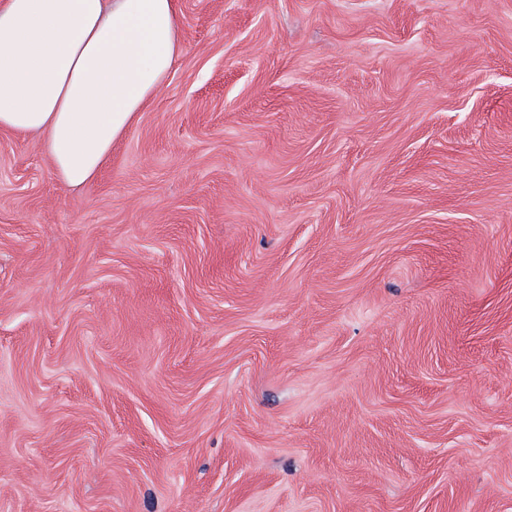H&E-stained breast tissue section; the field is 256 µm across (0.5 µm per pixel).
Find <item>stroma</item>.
I'll list each match as a JSON object with an SVG mask.
<instances>
[{
    "label": "stroma",
    "mask_w": 512,
    "mask_h": 512,
    "mask_svg": "<svg viewBox=\"0 0 512 512\" xmlns=\"http://www.w3.org/2000/svg\"><path fill=\"white\" fill-rule=\"evenodd\" d=\"M92 186L0 133V512H512V0H178Z\"/></svg>",
    "instance_id": "obj_1"
}]
</instances>
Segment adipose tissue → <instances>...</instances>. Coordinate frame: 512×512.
<instances>
[{"mask_svg": "<svg viewBox=\"0 0 512 512\" xmlns=\"http://www.w3.org/2000/svg\"><path fill=\"white\" fill-rule=\"evenodd\" d=\"M181 53L177 0H0V132L89 187Z\"/></svg>", "mask_w": 512, "mask_h": 512, "instance_id": "obj_1", "label": "adipose tissue"}]
</instances>
